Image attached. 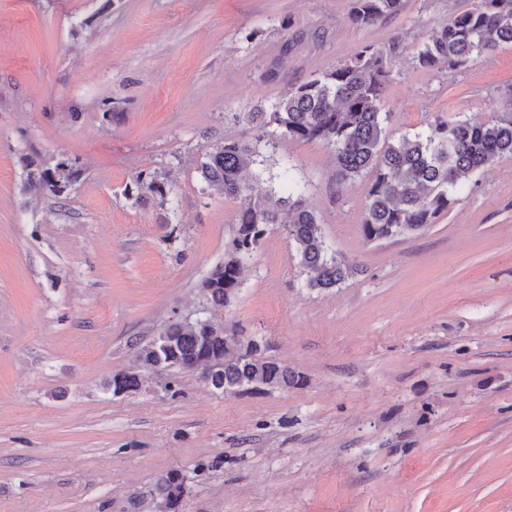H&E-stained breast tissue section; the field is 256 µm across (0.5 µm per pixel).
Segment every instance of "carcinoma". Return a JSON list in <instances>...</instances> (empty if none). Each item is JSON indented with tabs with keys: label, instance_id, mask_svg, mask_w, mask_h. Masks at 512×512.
<instances>
[{
	"label": "carcinoma",
	"instance_id": "cac0c4a2",
	"mask_svg": "<svg viewBox=\"0 0 512 512\" xmlns=\"http://www.w3.org/2000/svg\"><path fill=\"white\" fill-rule=\"evenodd\" d=\"M402 6L403 0H353L350 19L359 28H369L393 17ZM503 44H512V0H474L473 7L429 35L415 61L423 68L442 65L451 73ZM390 64L391 52L373 45L361 47L344 62L291 84L271 111L244 113L250 139L226 138L201 163L200 175L208 187L245 200L224 262L201 284L213 309L230 305L246 261L275 224L282 225L294 242L309 287L334 288L359 269L356 260L328 253L317 215L304 199L305 186L294 179L289 167L281 174L288 182L286 196L257 178H245L263 149L276 146V138L268 134L270 125L276 126L281 138L331 147L339 182L369 179L362 221L367 241L406 236L435 223L458 201L461 178L503 156L512 157V113L491 120L440 119L424 134L390 141L384 127ZM21 161L27 169L25 188L42 196H63L81 175L76 162L66 157L52 164L27 155ZM136 186L155 196L159 205L169 203L172 189L165 178L139 175ZM130 346L133 363L105 384L114 394L139 389L144 372L158 367L198 370L212 387L226 393L298 388L305 383L302 374L257 357L258 342H243L236 331L211 318L174 320L150 339H132ZM191 480L181 471L160 476L155 512H176Z\"/></svg>",
	"mask_w": 512,
	"mask_h": 512
}]
</instances>
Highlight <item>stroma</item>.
Here are the masks:
<instances>
[{"mask_svg": "<svg viewBox=\"0 0 512 512\" xmlns=\"http://www.w3.org/2000/svg\"><path fill=\"white\" fill-rule=\"evenodd\" d=\"M471 5L406 0L359 29L352 0H0V512H149L172 470L193 476L178 512H512V157L425 230L368 242L367 178L338 184L329 147L280 141L253 174L281 194L293 165L329 253L363 270L308 287L274 225L215 319L305 384L226 393L160 368L103 388L131 338L204 314L244 201L200 164L246 135L233 113L372 44L396 51L391 140L502 114L512 45L452 73L414 59ZM23 155L81 178L27 195ZM142 173L172 186V223L128 195Z\"/></svg>", "mask_w": 512, "mask_h": 512, "instance_id": "obj_1", "label": "stroma"}]
</instances>
